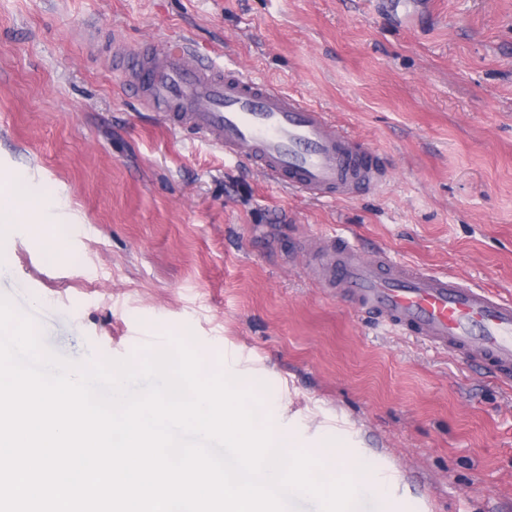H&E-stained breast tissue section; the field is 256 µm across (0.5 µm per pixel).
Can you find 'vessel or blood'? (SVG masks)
<instances>
[{
  "label": "vessel or blood",
  "instance_id": "b4317fda",
  "mask_svg": "<svg viewBox=\"0 0 512 512\" xmlns=\"http://www.w3.org/2000/svg\"><path fill=\"white\" fill-rule=\"evenodd\" d=\"M193 55L185 41L131 48L121 70L165 124L245 158L279 186L319 200L351 197L386 182L380 155L322 109L265 78L244 76L231 59L198 65ZM315 249L321 285L344 289L355 306L387 326L475 356L493 374H512V299L381 252L366 253L342 233L321 238Z\"/></svg>",
  "mask_w": 512,
  "mask_h": 512
}]
</instances>
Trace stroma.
<instances>
[{
    "instance_id": "obj_1",
    "label": "stroma",
    "mask_w": 512,
    "mask_h": 512,
    "mask_svg": "<svg viewBox=\"0 0 512 512\" xmlns=\"http://www.w3.org/2000/svg\"><path fill=\"white\" fill-rule=\"evenodd\" d=\"M185 39L328 112L388 167L315 201L164 125L118 49ZM58 203L65 252L19 227L0 295L75 362L177 337L247 374L307 444L348 436L385 512H512V378L377 326L311 244L512 297V0H0V175Z\"/></svg>"
}]
</instances>
